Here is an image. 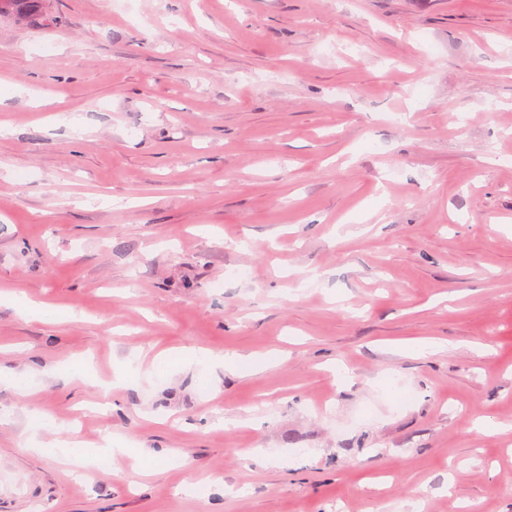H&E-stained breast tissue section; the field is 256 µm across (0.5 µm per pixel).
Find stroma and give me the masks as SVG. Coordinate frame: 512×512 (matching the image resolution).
I'll use <instances>...</instances> for the list:
<instances>
[{
	"label": "stroma",
	"instance_id": "obj_1",
	"mask_svg": "<svg viewBox=\"0 0 512 512\" xmlns=\"http://www.w3.org/2000/svg\"><path fill=\"white\" fill-rule=\"evenodd\" d=\"M47 7L0 20V512H512V0ZM56 448H60L59 452L63 457L71 459L74 464L81 468L93 464L98 454L103 450L102 448H83L75 442L58 443Z\"/></svg>",
	"mask_w": 512,
	"mask_h": 512
}]
</instances>
